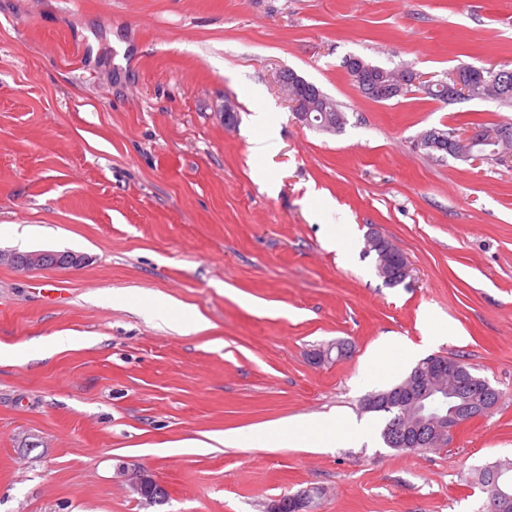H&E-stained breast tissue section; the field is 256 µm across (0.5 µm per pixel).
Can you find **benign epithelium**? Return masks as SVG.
<instances>
[{"label":"benign epithelium","mask_w":512,"mask_h":512,"mask_svg":"<svg viewBox=\"0 0 512 512\" xmlns=\"http://www.w3.org/2000/svg\"><path fill=\"white\" fill-rule=\"evenodd\" d=\"M346 71L353 74L362 93L382 101L401 93L403 84L371 82L363 78L366 67L363 62L351 58L345 64ZM477 77L474 70L461 66L454 70L452 82L448 84V100L455 101L469 96L471 79ZM299 77L291 70H283L278 84L283 96L287 97L293 114L299 122L312 125L310 107L301 106L295 97L288 96V88L298 87ZM481 135L468 130L459 135L449 136L431 129L421 134L417 147L438 156L482 159L483 154L474 149ZM367 249L380 253L382 265L380 274L387 279L405 281L409 276V262L405 254L388 240L376 233L367 239ZM48 252H32L21 255L15 252L0 253V260L15 267L28 270L43 263ZM499 401V391L483 377L468 373L459 359L432 355L427 357L408 377L404 385L394 390L373 393L365 398L368 408L390 407L400 413V419L393 428L392 441L397 448L423 450L435 447L448 435L455 433L463 424L489 414ZM496 495L488 501V512H512V474L495 468L490 470ZM116 478L125 486L126 492L147 502L164 496L159 485L144 469L118 468ZM311 495L307 491L289 494L272 500L267 512H311Z\"/></svg>","instance_id":"benign-epithelium-1"}]
</instances>
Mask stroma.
I'll return each instance as SVG.
<instances>
[{
	"mask_svg": "<svg viewBox=\"0 0 512 512\" xmlns=\"http://www.w3.org/2000/svg\"><path fill=\"white\" fill-rule=\"evenodd\" d=\"M351 55L435 83L512 67V0H0V250L85 257L0 263V512H265L301 490L316 512H485L472 468L512 459V163L415 140L512 107L419 85L373 101ZM285 69L340 104L342 132L295 118ZM370 231L407 256L404 283L378 276ZM147 298L206 329L163 327ZM435 354L464 356L497 407L443 447L387 448L363 398ZM342 415L362 434L323 452L254 437ZM221 431L241 443L206 447ZM121 466L168 501L129 495ZM479 76L475 73L474 70L467 66H461L454 70L452 74V82L448 83V100L444 98V93L438 90L437 86L440 83H436L431 85V88L428 87L427 93L435 97L436 99H439L445 103H448V101H457L465 99L464 97H468L470 94V91L472 89V78H477ZM433 86H435V89H433ZM53 257H51L46 267H63L70 266V258L75 255L71 252H53ZM50 252L40 251V252H32L28 254L21 255L15 252L4 253L1 251L0 260H6L11 265H14L16 268L28 270L33 267H37L41 265L45 258L50 254Z\"/></svg>",
	"mask_w": 512,
	"mask_h": 512,
	"instance_id": "obj_1",
	"label": "stroma"
}]
</instances>
